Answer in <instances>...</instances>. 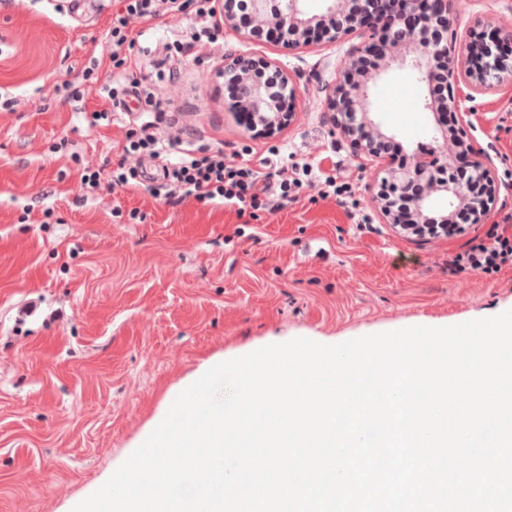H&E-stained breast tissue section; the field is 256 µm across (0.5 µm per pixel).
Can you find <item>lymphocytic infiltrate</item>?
Instances as JSON below:
<instances>
[{"label": "lymphocytic infiltrate", "mask_w": 512, "mask_h": 512, "mask_svg": "<svg viewBox=\"0 0 512 512\" xmlns=\"http://www.w3.org/2000/svg\"><path fill=\"white\" fill-rule=\"evenodd\" d=\"M122 9L113 14L105 32L103 47L109 58V66L98 81L109 102L107 109L94 112L95 121H107L112 117V106L123 103L125 97H134L139 115L126 131L120 146L119 159L109 177L100 172L83 169L80 173L82 188L92 191L108 188H145L153 196H163L165 202L177 206L185 201L211 203L233 208L238 217L256 219L258 212L276 213L292 201L296 190L304 183L317 181L332 188L336 185L334 169L323 168L321 163H305L293 171H273L270 161L240 159L225 155L223 150H210L186 140L183 157L175 164L164 163L162 181L158 185L142 186L137 166L143 158L162 160L169 150L168 142L161 137L160 127H176V117L167 116L163 103L153 85L128 81L131 52L135 47V27H149L159 18H176L194 15L201 28L190 41L174 40L177 53L189 52L194 43L207 40L211 50L223 52L220 44L221 27L215 19L213 0H122ZM278 179L280 192L267 195L265 185L270 179ZM512 268V216L503 223H494L480 234L472 236L464 250L449 254L448 274L457 277L477 272L495 275L505 268Z\"/></svg>", "instance_id": "lymphocytic-infiltrate-1"}]
</instances>
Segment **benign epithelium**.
Masks as SVG:
<instances>
[{
  "label": "benign epithelium",
  "instance_id": "7a95c632",
  "mask_svg": "<svg viewBox=\"0 0 512 512\" xmlns=\"http://www.w3.org/2000/svg\"><path fill=\"white\" fill-rule=\"evenodd\" d=\"M235 0H223L224 27L248 38L257 39L266 27L287 32L288 45L302 46L314 37L334 42L360 30L367 35L363 51L375 57L372 70L365 71L360 60L353 58L342 71L329 96L334 126L350 138L354 155L377 162L373 180L377 191L372 197L374 208L383 223L398 228L401 219L384 195L382 187L403 193L418 184L422 190L412 199L409 220L418 221L434 209L436 198H448L450 211L441 214L448 221L453 211L466 208L477 224L495 201V176L490 165L480 158L466 131L467 113L461 112L458 91L465 85L474 93H484L504 83L512 85V30L496 29L488 42L464 40L457 48L452 30L456 0H396L397 10L385 8L383 0H326L320 13H310L302 0H247L248 18L240 20ZM271 68L273 63L262 56H238L224 61V82L238 88L233 111L248 125V130L271 136L291 122L297 112L298 87L281 76V90L272 99L267 86L253 78L259 67ZM409 67L419 80L433 92L440 82L445 94L438 99L428 95L424 107L435 116L442 112L459 114L453 138L448 131L434 137L427 151L411 156L410 164L397 168L386 160L380 144L390 136L381 123L372 118L373 102L370 87L383 74L394 68ZM459 164L484 185V193L472 196L467 188L451 180H442L439 171Z\"/></svg>",
  "mask_w": 512,
  "mask_h": 512
}]
</instances>
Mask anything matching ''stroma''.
Here are the masks:
<instances>
[{
	"mask_svg": "<svg viewBox=\"0 0 512 512\" xmlns=\"http://www.w3.org/2000/svg\"><path fill=\"white\" fill-rule=\"evenodd\" d=\"M113 0H7L0 5V512H72L149 436L210 366L305 337L323 344L423 325L449 326L512 309V269L449 276V251L472 237L408 238L371 206L372 173L332 127L331 85L364 44L360 32L294 48L224 33L223 57L251 52L297 82L295 120L253 136L232 112L220 58L189 53L157 80L176 36L195 18H163L132 52L134 78L156 80L199 143L232 154L280 152L292 166L335 152L347 202L302 190L298 202L242 223L235 212L177 207L141 190L84 197L78 166L109 172L128 117L94 123L98 88L81 81ZM512 28V0H457L458 35ZM415 71L371 88L376 117L410 156L431 143ZM469 135L498 185L486 223L512 213V86L462 101ZM368 228L358 229L361 218Z\"/></svg>",
	"mask_w": 512,
	"mask_h": 512,
	"instance_id": "stroma-1",
	"label": "stroma"
}]
</instances>
